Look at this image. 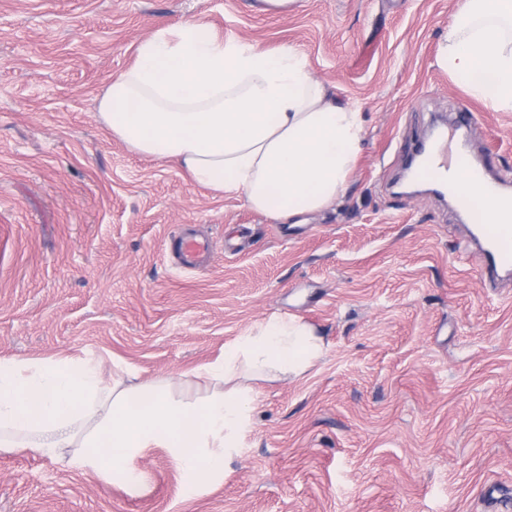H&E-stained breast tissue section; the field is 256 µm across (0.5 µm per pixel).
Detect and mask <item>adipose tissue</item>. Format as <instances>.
I'll return each instance as SVG.
<instances>
[{
	"instance_id": "ef3b65f1",
	"label": "adipose tissue",
	"mask_w": 512,
	"mask_h": 512,
	"mask_svg": "<svg viewBox=\"0 0 512 512\" xmlns=\"http://www.w3.org/2000/svg\"><path fill=\"white\" fill-rule=\"evenodd\" d=\"M439 68L495 112H512V0H457L436 54ZM98 116L130 151L175 164L190 179L288 222L344 192L364 126L294 45L264 49L222 39L202 22L158 29L98 99ZM324 340L294 315L245 328L212 362L177 376L126 384L86 356L0 359V452L78 463L132 495L134 462L157 449L199 492L224 478L252 424L256 386L300 377Z\"/></svg>"
}]
</instances>
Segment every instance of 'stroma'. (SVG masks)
Here are the masks:
<instances>
[{"label": "stroma", "mask_w": 512, "mask_h": 512, "mask_svg": "<svg viewBox=\"0 0 512 512\" xmlns=\"http://www.w3.org/2000/svg\"><path fill=\"white\" fill-rule=\"evenodd\" d=\"M456 0H0V358L92 356L140 381L208 363L271 313L315 327L304 376L257 387L222 482L189 493L161 448L138 495L60 459L0 453V512H512V283L479 280L448 200L405 194V153L480 113L475 158L512 174V113L435 63ZM303 50L366 135L329 209L281 224L131 152L97 116L157 29ZM208 238L195 271L182 237ZM496 485V499L485 494Z\"/></svg>", "instance_id": "stroma-1"}]
</instances>
